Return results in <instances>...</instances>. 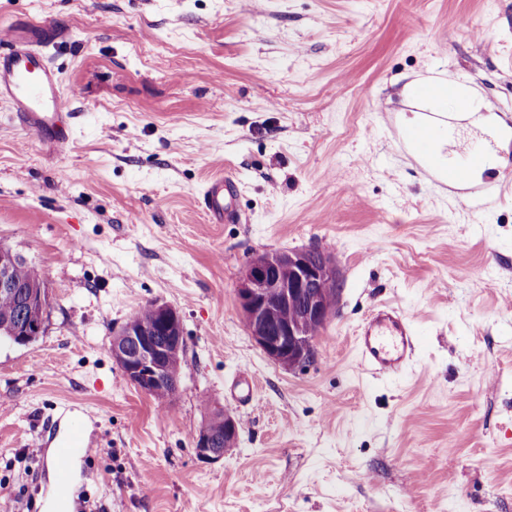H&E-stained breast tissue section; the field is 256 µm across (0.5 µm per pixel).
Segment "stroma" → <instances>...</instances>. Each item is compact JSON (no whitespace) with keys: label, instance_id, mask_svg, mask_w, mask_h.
I'll list each match as a JSON object with an SVG mask.
<instances>
[{"label":"stroma","instance_id":"obj_1","mask_svg":"<svg viewBox=\"0 0 512 512\" xmlns=\"http://www.w3.org/2000/svg\"><path fill=\"white\" fill-rule=\"evenodd\" d=\"M18 20L64 34L46 53L77 148L50 153L0 101V243L51 299L43 336L0 343V496L46 503L79 418L98 452L75 510L512 512V193L474 208L396 135L403 86L448 70L482 103L449 153L512 125V0H0ZM219 174L245 223L204 212ZM301 248L330 256L341 294L288 371L235 288L255 253ZM155 301L186 336L164 405L110 351ZM382 304L414 322L394 377L363 371L354 343ZM216 408L239 440L204 462L192 438Z\"/></svg>","mask_w":512,"mask_h":512}]
</instances>
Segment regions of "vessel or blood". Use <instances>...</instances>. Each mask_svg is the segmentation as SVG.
Segmentation results:
<instances>
[{"label":"vessel or blood","mask_w":512,"mask_h":512,"mask_svg":"<svg viewBox=\"0 0 512 512\" xmlns=\"http://www.w3.org/2000/svg\"><path fill=\"white\" fill-rule=\"evenodd\" d=\"M58 32L49 30L41 38L21 39L15 25L0 27V99L11 104L22 128L38 141L65 151L74 149L72 128L65 122L71 114V102L62 88L58 70L42 49L43 43L58 39ZM455 117L429 113L425 123L402 129L399 138L416 156L428 153L433 132L442 124H455ZM486 168L504 177L512 176V162L505 160L494 148L484 145L449 161L446 184L458 186L469 181L473 171ZM233 181L215 177L202 191V205L212 221L221 224L237 222L240 212L226 208L225 199L234 197ZM414 330L401 311L382 306L373 310L357 330L361 361L370 373L393 376L409 362L414 347ZM93 443L79 424H71L55 452V472L59 483H67L75 460L87 459Z\"/></svg>","instance_id":"vessel-or-blood-1"}]
</instances>
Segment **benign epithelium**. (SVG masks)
<instances>
[{
    "label": "benign epithelium",
    "mask_w": 512,
    "mask_h": 512,
    "mask_svg": "<svg viewBox=\"0 0 512 512\" xmlns=\"http://www.w3.org/2000/svg\"><path fill=\"white\" fill-rule=\"evenodd\" d=\"M20 256L0 244V293L13 294L17 283L13 270ZM336 279L331 258L312 249L262 252L242 272L236 298L250 335L265 355L281 367L302 368L314 356L313 334L336 315L340 289L321 284ZM50 297L47 284L23 293L19 311L0 316V333L17 345H28L46 329ZM151 324L127 320L112 332V359L128 381L142 393L165 404L168 399L155 388L179 370L185 350V334L179 311L167 303H153ZM239 421L224 414V436L202 426L193 437L197 458L216 462L235 447Z\"/></svg>",
    "instance_id": "benign-epithelium-1"
}]
</instances>
